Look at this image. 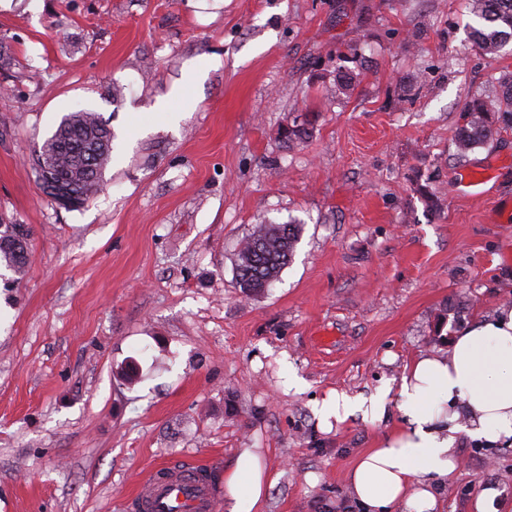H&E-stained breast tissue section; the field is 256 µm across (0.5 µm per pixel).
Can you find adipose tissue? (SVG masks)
I'll use <instances>...</instances> for the list:
<instances>
[{
    "label": "adipose tissue",
    "mask_w": 512,
    "mask_h": 512,
    "mask_svg": "<svg viewBox=\"0 0 512 512\" xmlns=\"http://www.w3.org/2000/svg\"><path fill=\"white\" fill-rule=\"evenodd\" d=\"M393 406L403 425L358 459L348 475L351 496L363 512H436L431 482L457 468L459 434L488 444L512 438V306L463 329L447 353L417 358L397 393L379 388L362 401L337 392L316 412L326 422L359 413L375 423ZM224 485L230 512H257L263 488L257 456L241 452Z\"/></svg>",
    "instance_id": "ef3b65f1"
}]
</instances>
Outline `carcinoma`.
I'll return each instance as SVG.
<instances>
[{
  "label": "carcinoma",
  "instance_id": "1",
  "mask_svg": "<svg viewBox=\"0 0 512 512\" xmlns=\"http://www.w3.org/2000/svg\"><path fill=\"white\" fill-rule=\"evenodd\" d=\"M471 14L479 23L474 35L480 49L496 55L512 37V0H472ZM456 146L465 154L502 128H512V74L504 78L497 102L472 98L462 114ZM313 130L309 114L293 118L281 135L298 143ZM113 135L99 115L88 110L64 116L52 134L36 150L43 189L53 200L67 190L79 205L102 189L104 171L112 156ZM295 224H259L244 237L237 250L236 283L245 298L265 292L291 262L298 241ZM31 260L28 234L21 224H0V264L16 275Z\"/></svg>",
  "mask_w": 512,
  "mask_h": 512
}]
</instances>
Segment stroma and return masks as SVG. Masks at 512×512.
Segmentation results:
<instances>
[{
  "label": "stroma",
  "mask_w": 512,
  "mask_h": 512,
  "mask_svg": "<svg viewBox=\"0 0 512 512\" xmlns=\"http://www.w3.org/2000/svg\"><path fill=\"white\" fill-rule=\"evenodd\" d=\"M472 21L468 0L0 7V223L32 246L24 275L0 271V512H129L148 469L217 456L228 474L246 448L259 512H359L346 475L401 415L326 430L316 402L398 387L512 306V129L455 145L512 43L479 53ZM191 62L193 106L150 123ZM79 110L107 122L113 157L73 207L43 193L34 149ZM303 112L310 137L285 142ZM265 221L300 238L244 301L235 253ZM457 453L439 512H473L486 488L512 512V444Z\"/></svg>",
  "instance_id": "1"
}]
</instances>
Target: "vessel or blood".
I'll return each mask as SVG.
<instances>
[{"label": "vessel or blood", "instance_id": "b4317fda", "mask_svg": "<svg viewBox=\"0 0 512 512\" xmlns=\"http://www.w3.org/2000/svg\"><path fill=\"white\" fill-rule=\"evenodd\" d=\"M219 465L211 458L201 464L149 469L133 498L144 512H221V491L200 477L202 469Z\"/></svg>", "mask_w": 512, "mask_h": 512}]
</instances>
